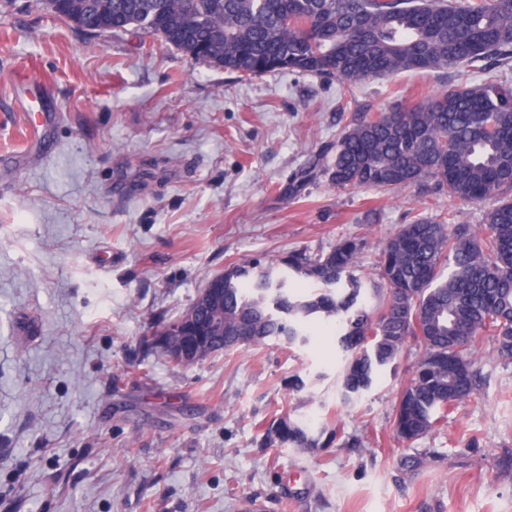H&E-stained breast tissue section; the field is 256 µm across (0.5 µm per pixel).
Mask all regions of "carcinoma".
I'll use <instances>...</instances> for the list:
<instances>
[{
  "label": "carcinoma",
  "instance_id": "obj_1",
  "mask_svg": "<svg viewBox=\"0 0 512 512\" xmlns=\"http://www.w3.org/2000/svg\"><path fill=\"white\" fill-rule=\"evenodd\" d=\"M92 35L147 32L192 59L244 77L288 71L336 80L342 92L408 71L460 66L485 74L415 106L366 113L336 142L326 172L336 187L396 193L425 187L470 203L495 200L485 228L418 218L387 240L378 280L354 274L362 245L295 251L274 265L224 271L221 302L198 292L141 344L188 368L269 341L304 347L316 328L342 355L344 400L369 391L412 340L423 345L398 397L394 432L412 444L477 394L474 344L491 339L512 361V85L492 69L512 61V0H43ZM307 283L315 293L301 294ZM216 337L196 359L177 355L170 326L187 315ZM266 444L316 450L320 442L280 418Z\"/></svg>",
  "mask_w": 512,
  "mask_h": 512
}]
</instances>
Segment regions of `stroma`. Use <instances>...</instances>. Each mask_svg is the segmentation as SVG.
I'll list each match as a JSON object with an SVG mask.
<instances>
[{
  "label": "stroma",
  "instance_id": "35a3bbf8",
  "mask_svg": "<svg viewBox=\"0 0 512 512\" xmlns=\"http://www.w3.org/2000/svg\"><path fill=\"white\" fill-rule=\"evenodd\" d=\"M405 72L241 78L150 35H89L42 0H0V512H512V362L476 345L480 393L403 445L410 342L356 405L321 334L177 369L141 337L243 259L365 244L400 225H480L484 205L410 188L293 187L360 115L480 80ZM304 390L288 392L292 375ZM288 414L325 446L264 448Z\"/></svg>",
  "mask_w": 512,
  "mask_h": 512
}]
</instances>
